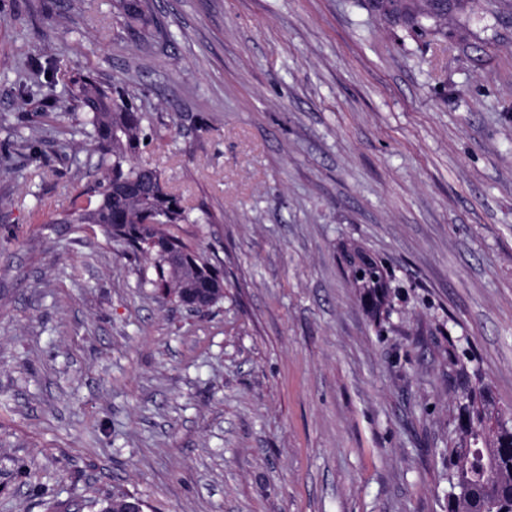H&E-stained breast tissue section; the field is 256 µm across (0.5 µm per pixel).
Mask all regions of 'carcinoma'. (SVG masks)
Returning a JSON list of instances; mask_svg holds the SVG:
<instances>
[{"instance_id":"cac0c4a2","label":"carcinoma","mask_w":512,"mask_h":512,"mask_svg":"<svg viewBox=\"0 0 512 512\" xmlns=\"http://www.w3.org/2000/svg\"><path fill=\"white\" fill-rule=\"evenodd\" d=\"M479 0H457L449 12L434 10L430 0H381L377 6L387 16L408 28L447 34L445 24L452 13L468 14ZM113 9L130 29H138L150 42L160 35L152 28L150 0L138 8L128 0H113ZM72 109L83 119L70 131L86 143L85 161L77 170L98 174L93 187L69 197L62 205L57 224H93L135 256L148 260L154 270V287L173 296V290L191 283L196 288H220L224 263L194 248L182 235V225L209 222L202 213L191 217L181 198L167 186L162 173L133 162L150 138V117L133 104L135 95L121 86L106 85L91 72H77L66 85ZM345 266L370 285L363 294L366 306L380 309L389 300L384 266L362 249L353 247L342 254ZM459 377L464 403L457 406L472 430L481 429L492 415H505L478 367L468 366L458 356L450 358ZM448 477L463 489L464 497L448 498V512H490L512 508V427H499L481 437L455 426L448 432Z\"/></svg>"}]
</instances>
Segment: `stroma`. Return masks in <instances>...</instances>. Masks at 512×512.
Listing matches in <instances>:
<instances>
[{
  "label": "stroma",
  "mask_w": 512,
  "mask_h": 512,
  "mask_svg": "<svg viewBox=\"0 0 512 512\" xmlns=\"http://www.w3.org/2000/svg\"><path fill=\"white\" fill-rule=\"evenodd\" d=\"M0 0V512H448L455 350L512 408V19L465 37L370 0ZM93 70L151 116L137 162L224 262L193 313L97 227L55 223L94 184L64 95ZM39 125L37 161L14 153ZM393 274L369 318L343 269ZM140 8H134L127 0H113V9L124 19L129 29L138 28L144 41H154L160 31L152 29V20L150 17V0H141ZM345 266L356 276L362 273L360 279L367 282L371 288L363 294L367 307H375L374 316L380 315L378 310L389 300L387 287V272L381 263L369 257L362 249L353 247L346 249L342 254Z\"/></svg>",
  "instance_id": "stroma-1"
}]
</instances>
